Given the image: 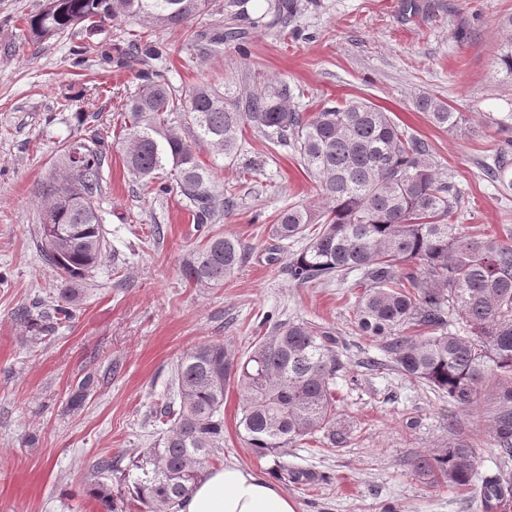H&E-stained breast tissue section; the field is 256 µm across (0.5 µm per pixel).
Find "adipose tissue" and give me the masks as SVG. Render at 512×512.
<instances>
[{
  "mask_svg": "<svg viewBox=\"0 0 512 512\" xmlns=\"http://www.w3.org/2000/svg\"><path fill=\"white\" fill-rule=\"evenodd\" d=\"M182 512H296V505L263 477L227 464L202 476Z\"/></svg>",
  "mask_w": 512,
  "mask_h": 512,
  "instance_id": "obj_1",
  "label": "adipose tissue"
}]
</instances>
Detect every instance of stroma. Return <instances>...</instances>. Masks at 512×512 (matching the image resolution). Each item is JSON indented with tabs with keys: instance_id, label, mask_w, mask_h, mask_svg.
<instances>
[{
	"instance_id": "obj_1",
	"label": "stroma",
	"mask_w": 512,
	"mask_h": 512,
	"mask_svg": "<svg viewBox=\"0 0 512 512\" xmlns=\"http://www.w3.org/2000/svg\"><path fill=\"white\" fill-rule=\"evenodd\" d=\"M45 0H0V512H101L87 493L93 461L111 450L136 455L160 436L155 412L173 397L174 365L188 347L221 340L243 354L273 322L304 319L335 328L344 363L336 375V420L352 432L344 448L324 438L290 448L291 469L314 476L280 482L297 512H488L482 480L508 474L478 413L449 415L446 397L394 367H363L378 343L355 327L352 281L295 285L285 261L269 263L270 226L290 205L318 202V184L292 147L272 146L246 130V157H264L261 172L243 174L207 143L196 144L216 187L235 186L237 207L211 225L238 238L250 257L220 287L187 282L181 268L202 242L185 200L157 194L124 164L119 136L131 115L132 70L76 62L70 49L86 37L70 30L31 42L25 20ZM403 0H298L284 34L254 31L244 47L202 52L188 37L136 21L108 27L113 39L148 31L167 44L157 67L185 91L227 84L246 94L280 80L313 112L356 96L391 112L427 140L455 182L457 223L485 232L512 224V193L484 174L499 144L494 123L512 112V84L497 72L501 21L512 0H438L427 17L404 14ZM434 94L465 113L453 129L415 109ZM67 111H60L61 101ZM107 131L112 144L100 203L107 247L79 282L73 322L34 334L17 320L19 306L52 301L67 288L42 259L34 238L42 213L40 185L60 164L65 143ZM96 383L81 406L70 396L87 375ZM239 391L224 395V452L272 479V458L257 457L238 434ZM479 442L480 480L467 488L430 487L411 466L415 455L443 448L449 437Z\"/></svg>"
}]
</instances>
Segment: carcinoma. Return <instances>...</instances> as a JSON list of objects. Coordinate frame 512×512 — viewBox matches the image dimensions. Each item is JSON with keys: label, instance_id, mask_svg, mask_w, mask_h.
<instances>
[{"label": "carcinoma", "instance_id": "obj_1", "mask_svg": "<svg viewBox=\"0 0 512 512\" xmlns=\"http://www.w3.org/2000/svg\"><path fill=\"white\" fill-rule=\"evenodd\" d=\"M213 0H46L26 18L27 37L43 43L76 27L91 39L73 46L82 61L91 55L105 66L134 62L138 89L126 104L133 121L124 134L125 164L136 178L157 183V192L183 197L197 227L214 223L236 205L233 189L218 191L213 172L194 149L207 142L227 159L238 156L246 129L272 143L287 141L308 174L317 178L320 203L290 205L271 224V236L288 249V278L297 285L356 279L362 291L354 322L380 343L374 369L394 366L408 379L448 395L454 410L489 399L485 430L505 458L512 457V228L474 233L453 223L459 193L440 172L430 145L364 99L317 112H302L281 82L244 96L199 84L183 94L153 62L166 47L139 33L129 39L92 40L111 22L138 20L150 27L187 33L196 42L221 46L244 39L237 29L189 22L212 14ZM498 72L512 81V14L502 21ZM415 107L441 128L463 120L448 102L420 95ZM496 125L501 133L486 177L512 189V112ZM189 132L191 139L179 134ZM111 144L102 132L67 143L61 172L39 190L43 219L36 243L45 261L70 282L88 276L106 249L98 201L104 193ZM317 225L312 234L308 226ZM249 259L231 236L212 234L183 265L196 284L222 286ZM75 291L66 288L50 311L19 309L18 317L38 334H50L75 315ZM343 363L333 328L307 320L274 324L250 350L236 356L222 340L183 351L174 372L176 398L156 421L162 436L132 457L138 471L132 495L145 512H178L211 461L224 450V395L239 390L237 427L259 457L274 458L276 474L299 480L288 469V449L322 433L331 448H344L352 432L336 422V373ZM477 448L454 438L448 447L417 455L413 471L430 485L470 486ZM126 455L98 458L90 475L103 512H116L108 480L122 472ZM484 497L512 498V484L485 480Z\"/></svg>", "mask_w": 512, "mask_h": 512}]
</instances>
